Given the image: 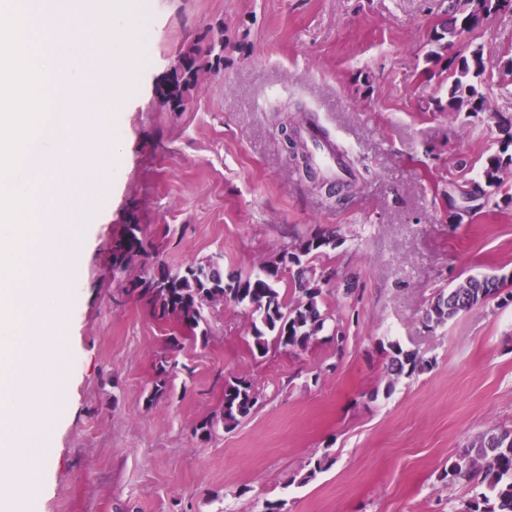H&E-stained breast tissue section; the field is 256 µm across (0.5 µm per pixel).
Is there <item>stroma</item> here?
I'll return each mask as SVG.
<instances>
[{
  "label": "stroma",
  "mask_w": 512,
  "mask_h": 512,
  "mask_svg": "<svg viewBox=\"0 0 512 512\" xmlns=\"http://www.w3.org/2000/svg\"><path fill=\"white\" fill-rule=\"evenodd\" d=\"M444 0H142L144 62L119 108H95L120 137L83 246L62 328L61 415L30 512H455L477 485L442 481L445 467L493 426H512V297L500 295L430 329L438 290L472 274L512 275V173L490 203L454 219L448 193L477 179L512 142V10L476 32L490 109L429 108L447 82L424 54ZM224 26V65L201 73L184 109L163 107L162 83L184 45ZM305 112L348 153L358 175L330 198L289 166L281 122ZM469 165L461 169L458 159ZM137 223L156 263L205 260L250 272L284 247L337 229L341 246L314 260L330 273L324 306L347 331L307 349L254 355L251 310L207 311V341L182 338L171 392L150 393L173 323L124 293L108 249ZM357 282L344 297L346 279ZM428 370L390 380L391 343ZM248 380L258 402L237 425L220 412L225 380ZM327 457L311 481L309 464Z\"/></svg>",
  "instance_id": "1"
}]
</instances>
